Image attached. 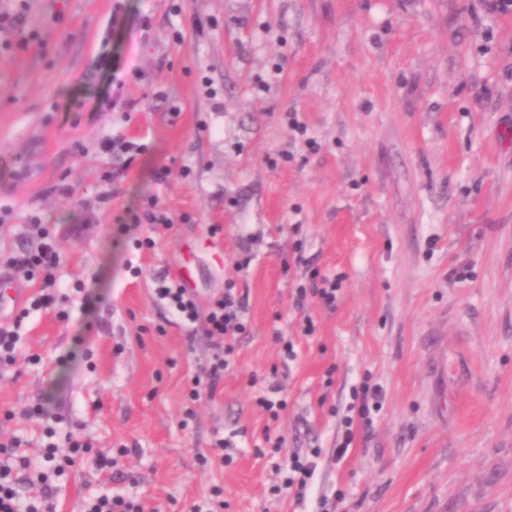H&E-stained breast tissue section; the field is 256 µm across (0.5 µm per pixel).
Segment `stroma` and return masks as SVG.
Instances as JSON below:
<instances>
[{
  "label": "stroma",
  "instance_id": "obj_1",
  "mask_svg": "<svg viewBox=\"0 0 512 512\" xmlns=\"http://www.w3.org/2000/svg\"><path fill=\"white\" fill-rule=\"evenodd\" d=\"M488 3L0 0L24 17L0 25V261L41 224L63 257L48 308L0 264L21 293L0 433L39 467L47 425L25 410L48 393L58 462L86 444L54 512L103 492L144 512H512V9ZM117 134L146 152L103 153ZM153 195L173 222L145 250L115 218ZM315 270L341 278L335 310L294 305ZM183 271L201 309L229 281L249 294L195 403L213 341L153 294ZM366 388L380 401L352 417ZM268 433L319 452L303 497ZM125 446L124 477L93 464Z\"/></svg>",
  "mask_w": 512,
  "mask_h": 512
}]
</instances>
